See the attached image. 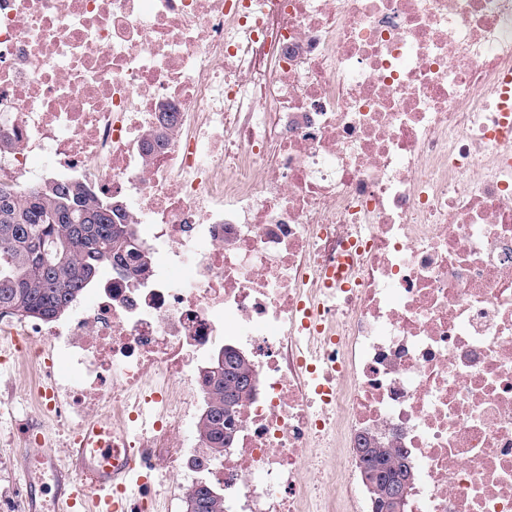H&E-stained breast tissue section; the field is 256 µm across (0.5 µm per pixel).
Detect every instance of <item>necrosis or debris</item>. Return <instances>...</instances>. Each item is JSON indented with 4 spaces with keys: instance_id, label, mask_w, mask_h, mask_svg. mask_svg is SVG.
I'll return each instance as SVG.
<instances>
[{
    "instance_id": "obj_1",
    "label": "necrosis or debris",
    "mask_w": 512,
    "mask_h": 512,
    "mask_svg": "<svg viewBox=\"0 0 512 512\" xmlns=\"http://www.w3.org/2000/svg\"><path fill=\"white\" fill-rule=\"evenodd\" d=\"M508 74L512 0H0V180L128 199L153 259L0 319L24 447L101 419L149 501L189 490L232 341L258 384L207 469L226 512H365V439L403 450L406 512H512Z\"/></svg>"
}]
</instances>
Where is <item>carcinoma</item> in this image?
Instances as JSON below:
<instances>
[{
  "mask_svg": "<svg viewBox=\"0 0 512 512\" xmlns=\"http://www.w3.org/2000/svg\"><path fill=\"white\" fill-rule=\"evenodd\" d=\"M80 181L48 180L20 195L0 184V316L19 321H50L70 309L107 265L137 277L149 271V256L137 246L134 224H121L123 209ZM250 363L229 358L206 380L209 402L202 422V444L218 453L232 416L249 398L245 381ZM383 481L407 489L412 479L405 455L379 445L361 460ZM193 507L224 512V492L197 483L187 493Z\"/></svg>",
  "mask_w": 512,
  "mask_h": 512,
  "instance_id": "obj_1",
  "label": "carcinoma"
}]
</instances>
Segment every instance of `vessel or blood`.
Masks as SVG:
<instances>
[{
	"label": "vessel or blood",
	"instance_id": "obj_1",
	"mask_svg": "<svg viewBox=\"0 0 512 512\" xmlns=\"http://www.w3.org/2000/svg\"><path fill=\"white\" fill-rule=\"evenodd\" d=\"M104 432L103 423L89 424L80 447L68 449L64 465L58 464L53 449H28V482L51 477L55 496L47 505L29 494L22 512H132L145 479L131 456L104 440Z\"/></svg>",
	"mask_w": 512,
	"mask_h": 512
}]
</instances>
